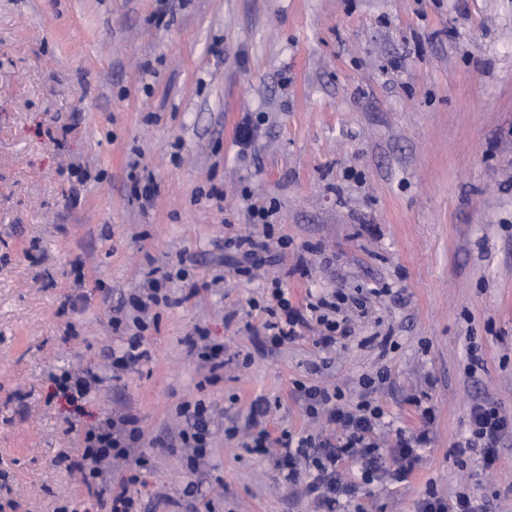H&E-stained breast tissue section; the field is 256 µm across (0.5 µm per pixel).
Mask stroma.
I'll list each match as a JSON object with an SVG mask.
<instances>
[{"instance_id":"1","label":"stroma","mask_w":512,"mask_h":512,"mask_svg":"<svg viewBox=\"0 0 512 512\" xmlns=\"http://www.w3.org/2000/svg\"><path fill=\"white\" fill-rule=\"evenodd\" d=\"M247 114L250 162L234 144ZM135 167L158 186L152 208L132 197ZM246 191L289 241L257 278L216 247L252 232ZM185 253L177 304L150 312L149 360L81 406L57 396L52 374L126 347L109 323L120 296ZM275 278L297 302L390 292L325 356L311 330L267 343L250 303ZM198 327L240 356L218 381L184 345ZM320 360L317 381L351 402L362 375L388 370L372 395L383 445L430 430L407 481L361 484L365 512L465 487L512 512V433L491 470L452 453L475 400L512 419V0H0V503L99 512L59 460L76 448L67 422L128 409L152 440L200 400L217 411L204 497L189 500L180 453L148 447L143 512H314L223 429L249 427L263 396L269 431H321L293 393Z\"/></svg>"}]
</instances>
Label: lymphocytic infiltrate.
Instances as JSON below:
<instances>
[{
  "label": "lymphocytic infiltrate",
  "instance_id": "f902f5d3",
  "mask_svg": "<svg viewBox=\"0 0 512 512\" xmlns=\"http://www.w3.org/2000/svg\"><path fill=\"white\" fill-rule=\"evenodd\" d=\"M272 209L249 205L250 223L262 225L259 234L225 237L224 250L229 260L259 269L272 259L273 247L287 248L286 238H274L270 218ZM171 273L150 276L143 280L131 304H118L112 309L110 324L113 331L129 332L127 350L116 358V369L135 368L150 353L144 347L143 333L148 328L147 318L152 307L175 302L168 284ZM269 296L271 306L265 307L262 323L265 337L278 347L295 342L304 328L317 329L316 347L323 352L335 350L337 344L354 333L353 315H365L367 301L336 293L333 298L320 297L304 305L293 304L281 280H273ZM389 379L387 370L361 376L359 401L345 400L338 387H328L312 381H295L294 392L302 401L309 417L325 419L328 434L295 433L281 430L271 435L264 428L242 434L237 428L225 429L230 439H240L248 454L271 458L287 485H304L307 496L316 504L318 512H362L356 507L357 484L347 480L343 466L358 464L359 482L373 481L401 483L408 479L421 459V448L431 442L428 421L431 409H423L424 428L416 431L398 429L391 449L393 467L383 465V454L377 440V430L384 412L375 405L371 395ZM186 426L169 448L188 451L189 462H196L206 454L213 442L212 418L203 402L183 403L179 408ZM512 430V422L501 414L496 403L477 400L470 409L467 436L454 446L457 458L478 461L482 469H493L499 461V445ZM143 439L138 417L126 411L108 414L100 424L87 430L76 450L82 483L88 496L106 499L109 512H141V503L131 488L139 481V473L146 466L144 457L134 456L135 447Z\"/></svg>",
  "mask_w": 512,
  "mask_h": 512
}]
</instances>
